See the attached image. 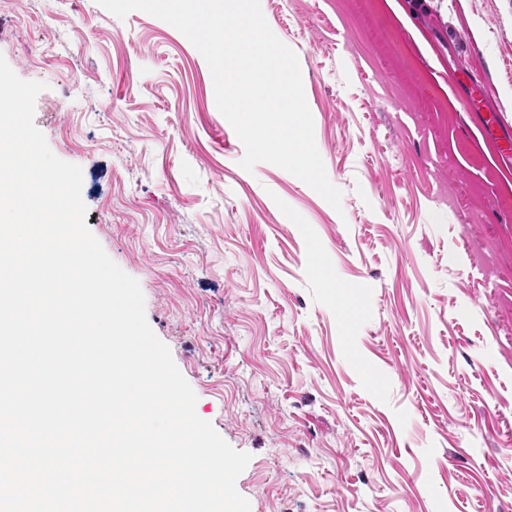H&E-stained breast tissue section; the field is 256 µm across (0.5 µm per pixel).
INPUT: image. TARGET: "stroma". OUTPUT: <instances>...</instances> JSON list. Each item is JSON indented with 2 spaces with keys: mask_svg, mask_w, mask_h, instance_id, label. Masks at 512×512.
Wrapping results in <instances>:
<instances>
[{
  "mask_svg": "<svg viewBox=\"0 0 512 512\" xmlns=\"http://www.w3.org/2000/svg\"><path fill=\"white\" fill-rule=\"evenodd\" d=\"M341 210L245 149L142 11L0 0V56L83 172L251 512H512V0H260ZM342 287L338 309L310 265Z\"/></svg>",
  "mask_w": 512,
  "mask_h": 512,
  "instance_id": "35a3bbf8",
  "label": "stroma"
}]
</instances>
